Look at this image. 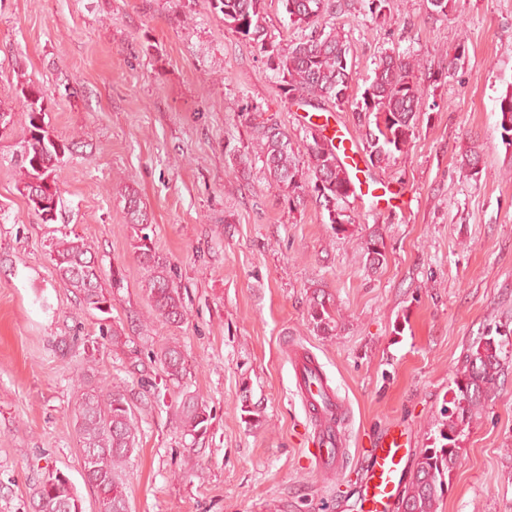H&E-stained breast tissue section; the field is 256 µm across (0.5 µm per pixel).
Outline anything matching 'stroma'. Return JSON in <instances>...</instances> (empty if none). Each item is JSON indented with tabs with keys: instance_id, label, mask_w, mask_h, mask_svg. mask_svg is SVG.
<instances>
[{
	"instance_id": "35a3bbf8",
	"label": "stroma",
	"mask_w": 512,
	"mask_h": 512,
	"mask_svg": "<svg viewBox=\"0 0 512 512\" xmlns=\"http://www.w3.org/2000/svg\"><path fill=\"white\" fill-rule=\"evenodd\" d=\"M319 23L350 47L352 100L334 114L354 138L351 103L382 55L417 58L423 90L409 147L367 170L393 199L342 201L337 230L314 201L289 204L269 185L253 122L288 130L303 162L308 109L210 0H0V104L13 114L0 137V512H32L56 469L96 512L73 420V381L88 372L131 398L129 512H356L362 445L392 421L413 450L437 443L469 346L490 331L512 336V131L500 112L512 97V0H456L445 17L431 0H388L379 15L369 0H336ZM21 72L49 98L53 135L77 145L59 165L52 224L16 189ZM472 149L480 161L469 168ZM129 188L182 288L179 324L149 315ZM375 231L386 262L374 272L361 246ZM65 233L87 239L102 270L122 269L108 314L56 280L50 242ZM318 286L336 305L327 335L308 315ZM104 318L126 345L100 338ZM170 342L190 368L180 387L151 358ZM295 344L350 406L340 472L308 465ZM187 393L213 416L198 440L176 416ZM459 446L439 512H512V351Z\"/></svg>"
}]
</instances>
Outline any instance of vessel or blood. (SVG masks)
<instances>
[{
    "instance_id": "vessel-or-blood-1",
    "label": "vessel or blood",
    "mask_w": 512,
    "mask_h": 512,
    "mask_svg": "<svg viewBox=\"0 0 512 512\" xmlns=\"http://www.w3.org/2000/svg\"><path fill=\"white\" fill-rule=\"evenodd\" d=\"M344 167L352 173L349 193L366 197L368 188L358 175L359 155L354 152L349 131L336 130ZM291 365L297 392L305 409L314 418V432L309 437L310 463L319 471H337L343 464V438L339 425L344 405L327 384L320 365L307 352L292 351ZM411 441L405 429L385 427L370 440L363 453L359 482L360 512H395L396 499L410 459Z\"/></svg>"
}]
</instances>
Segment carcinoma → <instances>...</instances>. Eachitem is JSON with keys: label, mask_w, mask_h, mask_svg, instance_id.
Returning <instances> with one entry per match:
<instances>
[{"label": "carcinoma", "mask_w": 512, "mask_h": 512, "mask_svg": "<svg viewBox=\"0 0 512 512\" xmlns=\"http://www.w3.org/2000/svg\"><path fill=\"white\" fill-rule=\"evenodd\" d=\"M289 21L311 28L309 34L283 51L266 45L263 26L265 0H211L212 8L223 15L224 24L261 45L267 56V69L279 79L286 95L297 94L304 105L316 110L332 102L349 101L347 91L352 76L348 66V47L335 28L315 27L317 19L332 10V0H280ZM416 64L408 57L387 56L368 89L355 104L357 126L365 131L364 151L377 166L401 153L414 134L421 92L416 82ZM16 97L26 112L28 137L17 154L20 179L18 191L42 223L57 219L62 207L58 164L73 144L51 135L46 122L49 106L40 86L19 82ZM257 156L261 159L269 184L275 186L290 203L303 204L305 197L315 200L327 214L338 210L348 197L349 174L336 152L331 138L320 143L311 138L307 146V168L296 159L288 132L277 124L256 127ZM124 211L137 234V259L151 267L152 275L144 284L155 318L180 323L186 310L180 287L170 275L169 262L156 251L152 226L136 193L125 196ZM368 269L377 271L385 263L383 238L374 232L362 246ZM54 273L58 281L86 307L108 313L111 289L120 288L122 270L105 277L97 264L92 246L81 236L64 235L50 244ZM308 314L316 330H333L334 304L322 289L309 299ZM505 343L493 336H481L467 349L456 369L452 406L444 407L439 428L438 447L421 450L415 469L400 493L399 512H438L445 492L446 474L459 458L458 436L491 398L503 373ZM167 381L181 385L188 374L181 346L167 344L155 353ZM77 388L80 398L75 410V426L83 449H93L84 457L87 481L98 494L97 512H128L124 491V472L135 451L138 427L127 391L103 381L92 383L82 377ZM186 434H207L211 416L207 406L193 395L182 398L177 406ZM36 512H83L81 499L69 477L59 470L49 473L35 490Z\"/></svg>", "instance_id": "obj_1"}]
</instances>
